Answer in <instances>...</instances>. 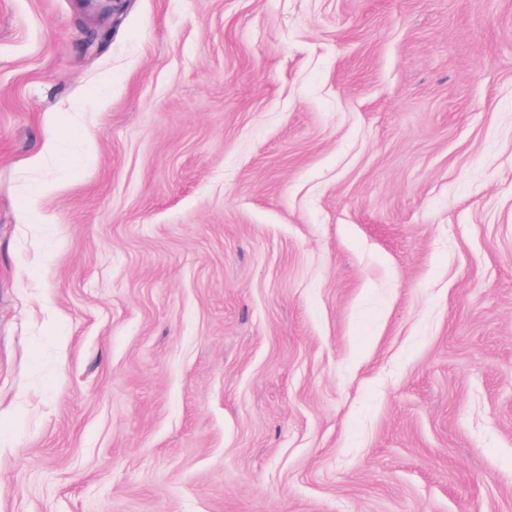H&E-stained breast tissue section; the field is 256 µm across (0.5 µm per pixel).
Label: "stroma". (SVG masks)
I'll return each instance as SVG.
<instances>
[{
  "label": "stroma",
  "mask_w": 512,
  "mask_h": 512,
  "mask_svg": "<svg viewBox=\"0 0 512 512\" xmlns=\"http://www.w3.org/2000/svg\"><path fill=\"white\" fill-rule=\"evenodd\" d=\"M0 512H512V0H0ZM80 8L97 17L116 19L123 13L124 4L128 0H76Z\"/></svg>",
  "instance_id": "35a3bbf8"
}]
</instances>
